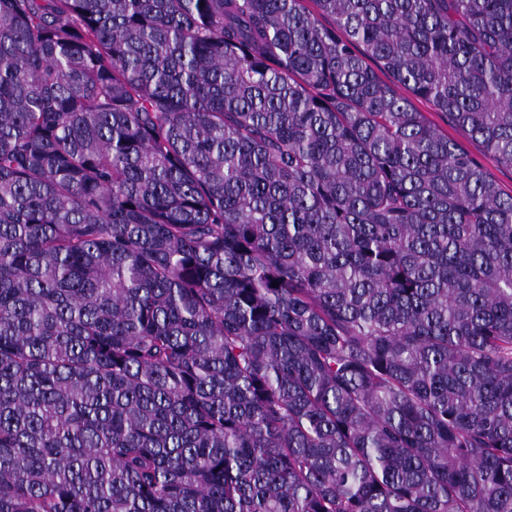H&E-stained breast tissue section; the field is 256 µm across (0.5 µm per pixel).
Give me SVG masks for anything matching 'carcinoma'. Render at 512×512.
Here are the masks:
<instances>
[{"mask_svg":"<svg viewBox=\"0 0 512 512\" xmlns=\"http://www.w3.org/2000/svg\"><path fill=\"white\" fill-rule=\"evenodd\" d=\"M312 2L0 0V512H512V0ZM403 96L410 97L415 107L423 112L432 126L440 132L447 134L448 138L464 148L478 163H480L492 176L504 193L512 194V169L498 167L496 163L486 155L483 146L474 139L466 129L453 124L448 117L436 111L428 102L412 97L402 86L395 87Z\"/></svg>","mask_w":512,"mask_h":512,"instance_id":"cac0c4a2","label":"carcinoma"}]
</instances>
